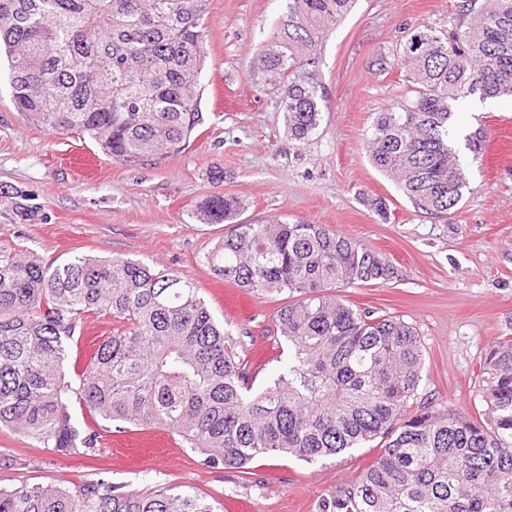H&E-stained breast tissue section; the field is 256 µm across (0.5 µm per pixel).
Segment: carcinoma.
Returning a JSON list of instances; mask_svg holds the SVG:
<instances>
[{
    "label": "carcinoma",
    "instance_id": "obj_1",
    "mask_svg": "<svg viewBox=\"0 0 512 512\" xmlns=\"http://www.w3.org/2000/svg\"><path fill=\"white\" fill-rule=\"evenodd\" d=\"M208 0H0V68L32 124L93 141L112 161L158 167L202 123ZM280 30L257 52L256 85L283 89L288 138L320 125L318 42L355 0H282ZM465 29L413 30L396 46L405 89L374 113L372 164L418 209L451 219L463 198L453 103L512 96V0H464ZM236 197L209 196L211 224L234 220ZM210 271L245 291L285 295L274 315L287 348L265 368L240 353L192 282L131 259L65 262L0 244V426L45 448H92L102 420L178 435L202 465L240 473L260 459L305 462L354 448L376 455L322 512H512V337L480 362L478 416L417 401L423 344L410 324L355 308L338 284H379L394 266L323 224H236L206 256ZM109 319L112 336L63 373L78 325ZM91 424L79 426L73 403ZM0 512H214L173 488L118 486L105 475L68 486L0 488Z\"/></svg>",
    "mask_w": 512,
    "mask_h": 512
}]
</instances>
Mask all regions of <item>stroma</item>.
I'll return each mask as SVG.
<instances>
[{"mask_svg":"<svg viewBox=\"0 0 512 512\" xmlns=\"http://www.w3.org/2000/svg\"><path fill=\"white\" fill-rule=\"evenodd\" d=\"M460 0H357L318 46L311 76L323 120L302 146L289 140L278 94L256 87L255 51L280 24L281 0H208L203 123L186 148L158 167L113 162L94 142L36 128L10 101L0 76V243L66 261L80 253L122 257L172 269L190 279L240 351L269 349L280 300L249 294L247 313L224 306L223 280L205 257L226 224L204 223L200 207L214 193L238 197L241 221H305L360 240L395 267L383 284L336 286L337 297L400 317L418 332L426 370L420 398L455 413L479 407V363L489 345L512 336V97H470L453 106L456 147L468 186L445 221L414 208L371 164L366 133L374 112L400 92L399 68L372 69L392 56L403 33L444 30L458 22ZM484 130L480 155L465 135ZM224 173L212 183L209 173ZM37 211L17 213L11 193ZM386 203L378 216L368 200ZM148 432L106 434L91 454H62L0 428V488L23 482H85L107 472L114 483L195 492L227 512H321L337 486L354 481L374 449L358 448L312 463L285 456L248 473L208 469L197 453L173 444L150 461L139 457Z\"/></svg>","mask_w":512,"mask_h":512,"instance_id":"35a3bbf8","label":"stroma"}]
</instances>
